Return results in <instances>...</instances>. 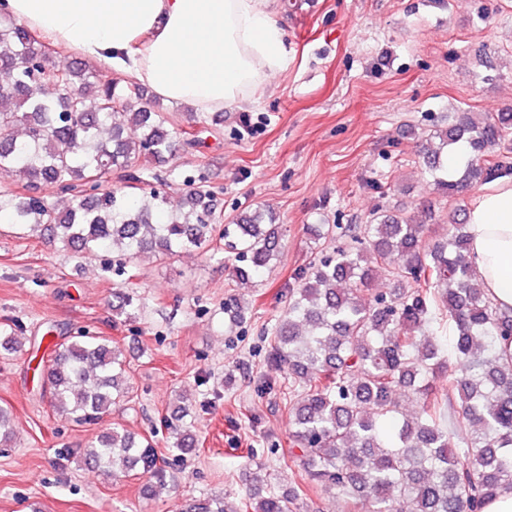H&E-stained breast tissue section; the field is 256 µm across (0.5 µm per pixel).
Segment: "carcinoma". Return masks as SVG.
<instances>
[{"instance_id":"cac0c4a2","label":"carcinoma","mask_w":512,"mask_h":512,"mask_svg":"<svg viewBox=\"0 0 512 512\" xmlns=\"http://www.w3.org/2000/svg\"><path fill=\"white\" fill-rule=\"evenodd\" d=\"M46 45L10 16L0 17V173L23 192L0 190V216L48 231L80 254L116 251L160 260L219 239L235 278L248 283L278 257L282 225L256 208L221 223L215 193L187 185L182 209L168 207V181L151 166L171 151L176 131L141 85L104 80L78 59L45 68ZM127 123L112 120L117 107ZM426 166L448 197L512 177V112L476 119L463 112L437 133ZM467 160L444 177L440 156ZM120 186H114V183ZM68 195L64 211L53 198ZM424 222L382 205L359 227L313 224V239L349 237L294 274L288 308L272 328L268 360L293 380L289 461L299 481L279 494L251 479L245 512H291L309 490H331L352 512H481L512 488V314L486 296L468 260L464 219L451 218L444 242L421 247ZM394 280L390 298L359 293ZM53 410L92 424L129 398L127 362L107 336L82 333L43 361ZM418 411H401L396 394ZM184 408L167 422L169 447L195 448ZM149 444L122 427L90 442L85 460L107 477L150 474L152 492L170 487L152 472ZM179 512H227L219 498Z\"/></svg>"}]
</instances>
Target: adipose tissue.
<instances>
[{"label":"adipose tissue","mask_w":512,"mask_h":512,"mask_svg":"<svg viewBox=\"0 0 512 512\" xmlns=\"http://www.w3.org/2000/svg\"><path fill=\"white\" fill-rule=\"evenodd\" d=\"M273 0H0L56 45L131 76L159 97L215 112L244 102L288 51ZM468 259L497 307L512 310V181L467 212Z\"/></svg>","instance_id":"ef3b65f1"}]
</instances>
